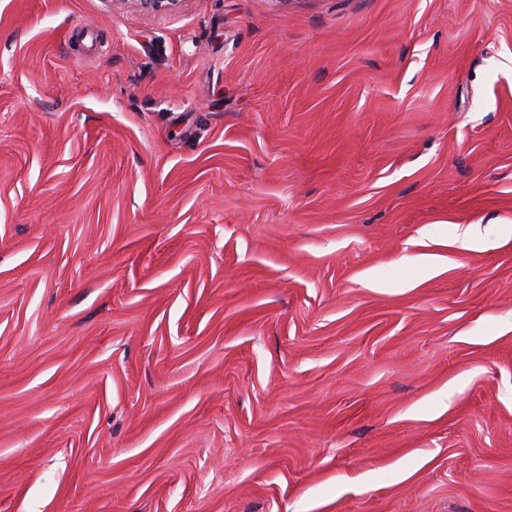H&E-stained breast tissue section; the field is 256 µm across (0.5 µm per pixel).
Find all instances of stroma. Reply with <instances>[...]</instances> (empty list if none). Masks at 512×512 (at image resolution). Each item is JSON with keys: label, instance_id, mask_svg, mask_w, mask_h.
<instances>
[{"label": "stroma", "instance_id": "stroma-1", "mask_svg": "<svg viewBox=\"0 0 512 512\" xmlns=\"http://www.w3.org/2000/svg\"><path fill=\"white\" fill-rule=\"evenodd\" d=\"M0 512H512V0H0ZM146 14H168L177 11L183 0H109Z\"/></svg>", "mask_w": 512, "mask_h": 512}]
</instances>
